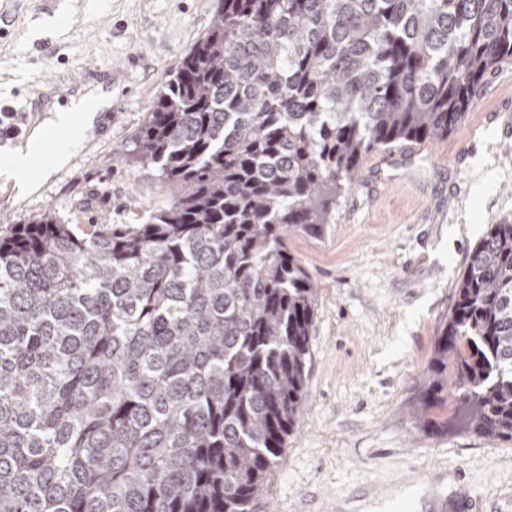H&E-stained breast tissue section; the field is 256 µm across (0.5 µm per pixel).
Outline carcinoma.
I'll return each mask as SVG.
<instances>
[{
  "label": "carcinoma",
  "instance_id": "carcinoma-1",
  "mask_svg": "<svg viewBox=\"0 0 512 512\" xmlns=\"http://www.w3.org/2000/svg\"><path fill=\"white\" fill-rule=\"evenodd\" d=\"M511 57L512 0H217L134 142L167 205L0 234V512H259L317 306L287 236H321L371 152L448 136ZM429 372L417 422L512 438L511 215Z\"/></svg>",
  "mask_w": 512,
  "mask_h": 512
}]
</instances>
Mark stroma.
I'll list each match as a JSON object with an SVG mask.
<instances>
[{"label":"stroma","instance_id":"1","mask_svg":"<svg viewBox=\"0 0 512 512\" xmlns=\"http://www.w3.org/2000/svg\"><path fill=\"white\" fill-rule=\"evenodd\" d=\"M215 0H0V108L21 131L112 87L68 165L32 194L5 171L0 233L53 208L61 223L142 224L168 195L131 158L147 112ZM482 105L448 137L372 152L321 237H288L317 290L304 411L264 494L268 512H433L460 470L480 512H512V439L431 430L412 411L471 252L512 215V84L487 73Z\"/></svg>","mask_w":512,"mask_h":512}]
</instances>
